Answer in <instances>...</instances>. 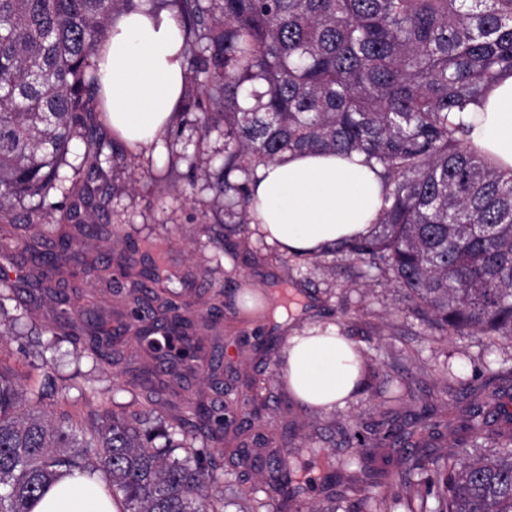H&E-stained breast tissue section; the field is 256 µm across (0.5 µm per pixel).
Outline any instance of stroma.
Wrapping results in <instances>:
<instances>
[{
    "mask_svg": "<svg viewBox=\"0 0 512 512\" xmlns=\"http://www.w3.org/2000/svg\"><path fill=\"white\" fill-rule=\"evenodd\" d=\"M224 134L201 136L196 125L180 134L164 133L153 148L137 152L135 169L114 171L115 195L108 222L91 216L89 223L67 225L73 239L67 261L45 273L38 254L52 251L39 229L26 232L25 246L0 252V272L26 294L35 297L36 316L22 321L14 336L0 348V361L16 370L29 390L26 408L51 407L40 399L45 375L63 386L68 408L92 407L112 411L138 399L141 385L163 389L167 377L133 335L114 342L122 359L112 365L76 352L72 343L58 341L50 329L56 313L55 295L64 293L74 309L102 314L109 327L126 320V300L114 292L111 272L89 275L88 268L104 251L113 265L139 269L144 256L176 275L175 289L195 312L215 292L226 304L216 322L196 321L193 336L203 342V357L218 355L223 391L206 390L205 401L233 402L247 378L262 368L267 357H280L293 331L316 324H333L362 350L375 375L372 389L360 390L345 407L319 411L280 395L270 381L273 399L257 403L262 418L275 419L280 441L349 455L344 433L350 428L376 431L386 421L388 403L375 394L385 380L398 378L415 395L408 410H434L463 429L468 399L443 403L435 384L454 372L473 386L491 387L492 375L512 366V342L497 338L450 336L439 340L421 321L404 292L377 279L343 253L286 255L266 242L252 225L226 215L224 200L206 180L193 176L192 166L220 165ZM264 292L299 288L313 294L308 306L288 312L284 322L274 315L260 320L242 316L232 300L245 286Z\"/></svg>",
    "mask_w": 512,
    "mask_h": 512,
    "instance_id": "35a3bbf8",
    "label": "stroma"
}]
</instances>
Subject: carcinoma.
Here are the masks:
<instances>
[{
    "label": "carcinoma",
    "instance_id": "obj_1",
    "mask_svg": "<svg viewBox=\"0 0 512 512\" xmlns=\"http://www.w3.org/2000/svg\"><path fill=\"white\" fill-rule=\"evenodd\" d=\"M185 32L188 82L176 127L192 121L203 134L224 129V164L215 188L251 223L249 185L258 166L289 153H358L380 168L383 209L377 230L341 242L362 263L405 290L427 324L450 334L512 341V169L500 170L468 140L455 114L480 106L503 71L512 72V0H171ZM137 0H0V224L46 198H78L62 218L105 211L112 198L104 164L127 163L128 151L93 123L98 105L97 45L116 14ZM84 145L85 178L65 186L69 146ZM239 181L231 182V176ZM152 286L130 294L127 318L165 371L191 366L201 350L186 331L192 320L156 289L171 283L158 268L139 272ZM53 330L77 344L75 319L58 301ZM162 338H157L158 332ZM269 387L252 377L238 405L198 396L167 422L151 391L121 413L87 416L24 411L27 389L0 366V512H32L66 475L100 473L121 512H224L212 490L215 456L192 441H221L243 453L246 440L275 443L276 428L254 425L247 406ZM490 403L469 410L457 448L432 452L434 413L376 433L352 430L348 446L371 460L386 445L403 448L402 465L373 477L374 495L349 474L351 458L310 445L270 462L277 472L263 499L241 490L246 512H512V421L488 431ZM180 434L186 442L176 443ZM183 448L187 456L174 455ZM320 459L325 478L343 480L338 504L324 511L301 502L310 480L303 454Z\"/></svg>",
    "mask_w": 512,
    "mask_h": 512
}]
</instances>
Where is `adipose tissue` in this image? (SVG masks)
Masks as SVG:
<instances>
[{
    "label": "adipose tissue",
    "mask_w": 512,
    "mask_h": 512,
    "mask_svg": "<svg viewBox=\"0 0 512 512\" xmlns=\"http://www.w3.org/2000/svg\"><path fill=\"white\" fill-rule=\"evenodd\" d=\"M95 58L99 100L113 137L141 151L175 121L185 84L181 24L174 11L141 0L110 23ZM469 139L495 166L512 168V74L489 85L481 111L467 112ZM251 216L268 243L289 255H311L367 235L378 220L383 184L359 155L294 154L260 165L250 185ZM280 373L302 402L326 410L344 406L357 389L360 355L336 326L289 336ZM32 512H119L99 478L64 477Z\"/></svg>",
    "instance_id": "adipose-tissue-1"
}]
</instances>
